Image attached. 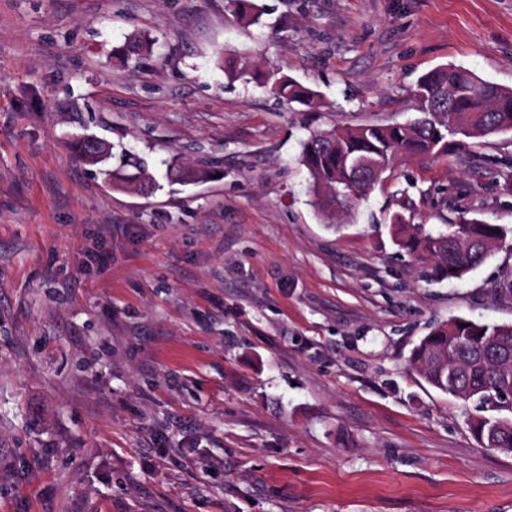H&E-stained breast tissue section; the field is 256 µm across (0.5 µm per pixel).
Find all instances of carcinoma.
Masks as SVG:
<instances>
[{
  "label": "carcinoma",
  "mask_w": 512,
  "mask_h": 512,
  "mask_svg": "<svg viewBox=\"0 0 512 512\" xmlns=\"http://www.w3.org/2000/svg\"><path fill=\"white\" fill-rule=\"evenodd\" d=\"M263 12L253 0H235L233 19L247 27H264ZM153 53V41L135 36L115 50L139 64ZM272 90L290 103L310 106L315 92L290 77H275ZM419 116L406 123L336 128L314 132L303 142L301 162L312 181L311 204L333 218L351 202L366 196L399 157L436 156L448 152V137L469 139L512 133V88L484 80L452 65L423 74L416 85ZM75 153L96 165L117 157L112 185L132 186L142 194L158 190L147 162L115 144H96L84 136L74 141ZM394 239L406 253L429 262L438 281L454 282L477 269L492 248L512 236V228L480 218L463 219L446 230H427L393 219ZM411 363L424 381L463 403L496 406L512 397V324L478 323L463 317L437 324L414 348ZM481 445L512 454V420L494 417L470 421Z\"/></svg>",
  "instance_id": "cac0c4a2"
}]
</instances>
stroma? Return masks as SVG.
Masks as SVG:
<instances>
[{"label":"stroma","instance_id":"35a3bbf8","mask_svg":"<svg viewBox=\"0 0 512 512\" xmlns=\"http://www.w3.org/2000/svg\"><path fill=\"white\" fill-rule=\"evenodd\" d=\"M0 0V512H512V455L412 369L455 316L512 324V245L455 283L390 218L512 226V135L395 161L324 223L311 132L403 123L444 64L512 87V0ZM153 56L127 66L132 35ZM318 92L229 82L222 52ZM192 183L144 196L73 141ZM233 19L239 24L247 27L253 26L263 28V12L259 11L257 5L252 0H234ZM153 41L146 37L135 36L130 38L124 45L115 50V54L131 61L135 66L140 60L153 53ZM273 92L280 98L288 101V103H298L305 106H310L315 102V92L304 87L295 79L290 77H275L272 76Z\"/></svg>","mask_w":512,"mask_h":512}]
</instances>
